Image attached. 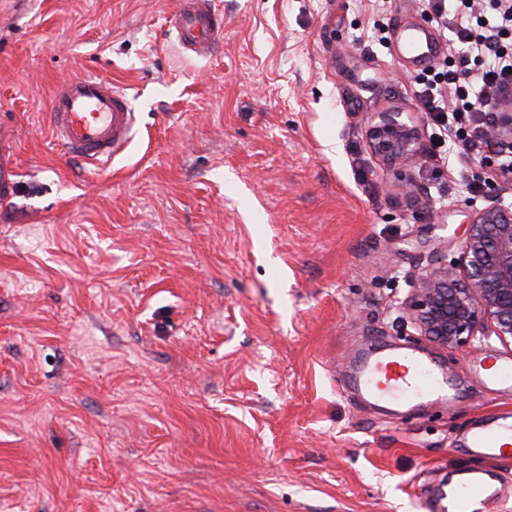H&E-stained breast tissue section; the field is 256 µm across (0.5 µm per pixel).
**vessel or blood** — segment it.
<instances>
[{
    "label": "vessel or blood",
    "instance_id": "obj_1",
    "mask_svg": "<svg viewBox=\"0 0 512 512\" xmlns=\"http://www.w3.org/2000/svg\"><path fill=\"white\" fill-rule=\"evenodd\" d=\"M171 26L182 53L205 57L224 41V16L215 0H178ZM397 56L416 63L435 59L436 41L418 26L405 29L395 44ZM137 123L126 89L102 77L83 74L57 85L48 108V124L56 146L71 159L104 165L128 146ZM19 170L15 147L0 133V200L18 191ZM355 382L369 398L394 399L409 405L451 390L452 384L430 357L381 347L359 365ZM512 443V424L476 428L471 447L484 456L500 455ZM484 493L482 471H469L454 488L451 512H476Z\"/></svg>",
    "mask_w": 512,
    "mask_h": 512
}]
</instances>
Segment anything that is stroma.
<instances>
[{
	"label": "stroma",
	"instance_id": "stroma-1",
	"mask_svg": "<svg viewBox=\"0 0 512 512\" xmlns=\"http://www.w3.org/2000/svg\"><path fill=\"white\" fill-rule=\"evenodd\" d=\"M205 58L169 34L176 0H0V119L18 194L0 203V512H434L466 446L512 392L402 326L412 281L458 258L476 195L435 173L423 126L408 188L366 139L418 112L395 55L418 0H219ZM93 72L138 114L102 169L71 162L46 113ZM396 343L455 380L451 402L392 413L350 372Z\"/></svg>",
	"mask_w": 512,
	"mask_h": 512
}]
</instances>
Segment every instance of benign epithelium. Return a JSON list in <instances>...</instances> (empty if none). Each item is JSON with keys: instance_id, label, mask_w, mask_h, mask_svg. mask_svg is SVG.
I'll list each match as a JSON object with an SVG mask.
<instances>
[{"instance_id": "7a95c632", "label": "benign epithelium", "mask_w": 512, "mask_h": 512, "mask_svg": "<svg viewBox=\"0 0 512 512\" xmlns=\"http://www.w3.org/2000/svg\"><path fill=\"white\" fill-rule=\"evenodd\" d=\"M509 134L508 109L488 136ZM420 136L412 114L375 112L368 121L369 146L391 167L415 158ZM400 310L420 335L451 351L471 348L490 333L512 345V207L495 203L474 212L457 261L417 279Z\"/></svg>"}]
</instances>
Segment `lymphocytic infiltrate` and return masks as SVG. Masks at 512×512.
Listing matches in <instances>:
<instances>
[{
    "label": "lymphocytic infiltrate",
    "mask_w": 512,
    "mask_h": 512,
    "mask_svg": "<svg viewBox=\"0 0 512 512\" xmlns=\"http://www.w3.org/2000/svg\"><path fill=\"white\" fill-rule=\"evenodd\" d=\"M420 5L462 47L457 61L418 75L422 111L453 142L458 157L486 155L499 179H512V141L494 142L486 135L498 100L512 92V0H420Z\"/></svg>",
    "instance_id": "lymphocytic-infiltrate-1"
}]
</instances>
